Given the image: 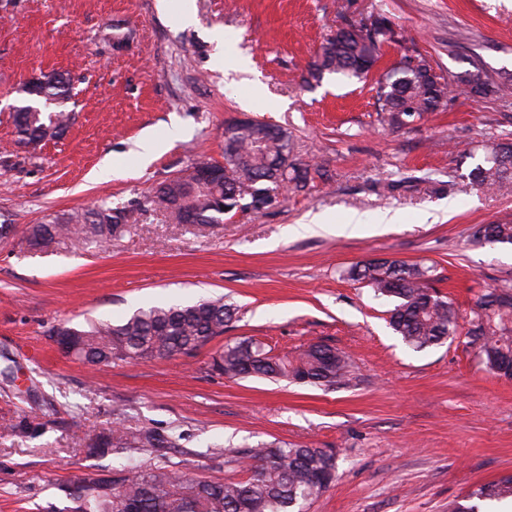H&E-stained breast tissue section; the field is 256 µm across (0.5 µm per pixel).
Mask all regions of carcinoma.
Here are the masks:
<instances>
[{"instance_id":"obj_1","label":"carcinoma","mask_w":512,"mask_h":512,"mask_svg":"<svg viewBox=\"0 0 512 512\" xmlns=\"http://www.w3.org/2000/svg\"><path fill=\"white\" fill-rule=\"evenodd\" d=\"M397 42L389 19L371 14L366 21L336 29L309 64V78L317 82L326 74L359 78L378 62L384 45ZM470 92L481 98L512 95V85L490 78L473 80ZM27 94L35 104L20 106L12 114L18 142L37 147L66 134L74 115L67 111L71 98L70 78L65 74L41 88V95ZM450 85L441 80L422 56L404 55L379 81V111L391 128L405 129L422 123L448 106ZM262 121L245 123L224 136V163L200 160L220 175L195 186L178 174L160 182L150 205L172 224L183 223L184 212L194 210L200 224H219L238 212L266 208L268 193L282 185L307 183L311 164L293 159L288 133L267 130ZM481 187L504 189L512 185V143L493 148L485 163L472 172ZM133 219L125 208L98 207L65 223L32 224L23 238L30 244L55 242L81 236L104 249L113 234ZM473 238L491 244H512V224H478ZM349 278L366 284L393 299L389 325L413 351L440 345L460 333L457 313L434 286L432 268L400 260L372 259L353 265ZM236 308L224 298L202 299L188 305L152 306L138 309L118 324H91L71 337L73 356L90 366L116 362L192 356L224 335ZM512 319V292L490 291L478 300V311L466 336L480 343L486 367L496 372L500 363L512 360V336L506 322ZM209 371L218 377H260L311 386L333 387L350 381L352 364L337 349L311 343L295 356L273 353L257 341H230L210 358ZM173 443L149 429L126 431L113 428L87 448L88 454L110 450L163 448ZM254 461L245 479L203 480L176 471L163 463L150 468L128 456L111 478L85 475L78 489L67 486V505L60 512H302L303 505L327 489L336 479L335 455L324 448L271 442L247 450ZM512 499V474L480 485L464 502L448 512H481L483 501Z\"/></svg>"}]
</instances>
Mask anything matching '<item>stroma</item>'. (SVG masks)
<instances>
[{"mask_svg": "<svg viewBox=\"0 0 512 512\" xmlns=\"http://www.w3.org/2000/svg\"><path fill=\"white\" fill-rule=\"evenodd\" d=\"M0 0V224L68 221L95 206L134 209L108 249L70 237L39 251L0 239V512L64 506L63 488L118 466L88 445L110 429L150 428L175 447L135 451L205 479H238L224 462L271 441L324 448L335 483L304 512H448L478 485L512 473V379L489 372L460 335L420 352L386 322L388 299L350 280L356 262L392 257L434 266L468 325L480 294L512 288V245L481 244L476 224L512 223V193L469 174L489 146L512 142V99L470 96L475 74L512 76V0ZM386 15L397 41L362 79L308 65L343 21ZM224 32L223 47L209 32ZM249 57V80L225 75L218 51ZM422 55L456 94L412 129L381 120L378 87L401 55ZM43 71L70 73L76 121L60 140L17 144L11 114ZM260 80L263 98L251 96ZM276 124L296 159L318 170L301 191L221 224H170L147 202L197 160L224 159V126ZM166 141L148 166L145 136ZM117 171L95 173L104 159ZM316 214L362 218L343 236L299 233ZM397 216L374 227V218ZM224 297L240 311L217 338L252 337L281 353L328 344L356 384L330 389L228 379L195 356L90 367L50 333L135 310Z\"/></svg>", "mask_w": 512, "mask_h": 512, "instance_id": "stroma-1", "label": "stroma"}]
</instances>
